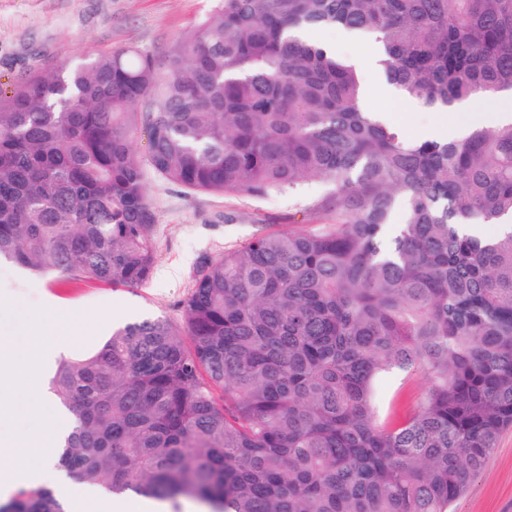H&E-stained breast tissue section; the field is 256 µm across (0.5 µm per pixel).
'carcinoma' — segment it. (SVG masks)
<instances>
[{"mask_svg":"<svg viewBox=\"0 0 512 512\" xmlns=\"http://www.w3.org/2000/svg\"><path fill=\"white\" fill-rule=\"evenodd\" d=\"M336 25L426 108L512 91V0H216L160 65L101 51L0 91V261L141 285L148 168L323 219L202 262L181 325L58 360L68 475L210 512H451L512 427V231L467 232L512 218V122L409 136L309 39ZM401 374L421 403L382 416ZM0 512L64 510L40 487Z\"/></svg>","mask_w":512,"mask_h":512,"instance_id":"obj_1","label":"carcinoma"}]
</instances>
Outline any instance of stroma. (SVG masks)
<instances>
[{"instance_id":"1","label":"stroma","mask_w":512,"mask_h":512,"mask_svg":"<svg viewBox=\"0 0 512 512\" xmlns=\"http://www.w3.org/2000/svg\"><path fill=\"white\" fill-rule=\"evenodd\" d=\"M216 0H0V90L24 73L50 69L94 51L134 47L164 57L213 13ZM372 106L412 136L441 120V113L382 92L378 72L365 76ZM156 214V263L135 288L103 283H61L8 261L0 262V336L18 326V311H38L57 300L100 322L81 352L100 348L113 328L148 316L181 324L192 280L202 261L241 247L258 232L311 229L316 220L296 213L287 199L191 193L147 174ZM453 512H512V429L505 431Z\"/></svg>"}]
</instances>
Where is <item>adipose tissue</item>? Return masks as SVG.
<instances>
[{"mask_svg":"<svg viewBox=\"0 0 512 512\" xmlns=\"http://www.w3.org/2000/svg\"><path fill=\"white\" fill-rule=\"evenodd\" d=\"M23 342L0 336V418L14 413L18 402L33 410L57 414L58 407L45 384L55 361L77 335L83 317L56 306L51 316L28 313ZM58 435L53 431L34 432L9 440L0 439V498L22 482L49 478L56 464ZM62 501L71 503L72 512H142L143 498L127 496L114 502L90 486L58 490Z\"/></svg>","mask_w":512,"mask_h":512,"instance_id":"1","label":"adipose tissue"}]
</instances>
